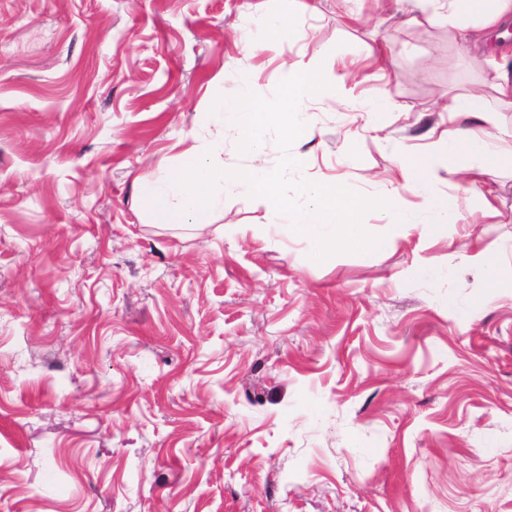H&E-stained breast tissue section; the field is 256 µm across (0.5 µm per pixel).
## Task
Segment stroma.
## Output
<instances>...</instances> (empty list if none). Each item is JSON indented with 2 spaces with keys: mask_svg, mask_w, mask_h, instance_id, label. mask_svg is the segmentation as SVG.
<instances>
[{
  "mask_svg": "<svg viewBox=\"0 0 512 512\" xmlns=\"http://www.w3.org/2000/svg\"><path fill=\"white\" fill-rule=\"evenodd\" d=\"M446 0H0V512H512V168L406 188L512 48ZM287 21L286 50L270 42ZM321 68L294 178L397 191L376 255L316 262L242 180L204 229L140 185L215 98ZM457 198L437 210L434 198ZM404 174L407 185L417 188L425 183L432 173V157L431 155L411 154L404 166Z\"/></svg>",
  "mask_w": 512,
  "mask_h": 512,
  "instance_id": "obj_1",
  "label": "stroma"
}]
</instances>
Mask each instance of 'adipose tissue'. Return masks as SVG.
<instances>
[{
    "instance_id": "adipose-tissue-1",
    "label": "adipose tissue",
    "mask_w": 512,
    "mask_h": 512,
    "mask_svg": "<svg viewBox=\"0 0 512 512\" xmlns=\"http://www.w3.org/2000/svg\"><path fill=\"white\" fill-rule=\"evenodd\" d=\"M448 16L479 19V28L465 37L468 44L476 47L485 32L495 29L503 18L512 16V0H448ZM446 110L450 124L441 140L454 155L458 169L479 176L498 171L501 152L492 149L474 130L457 125L456 119L468 113L479 117L485 127H495L498 113L512 110V72L501 69L492 80L452 97Z\"/></svg>"
}]
</instances>
